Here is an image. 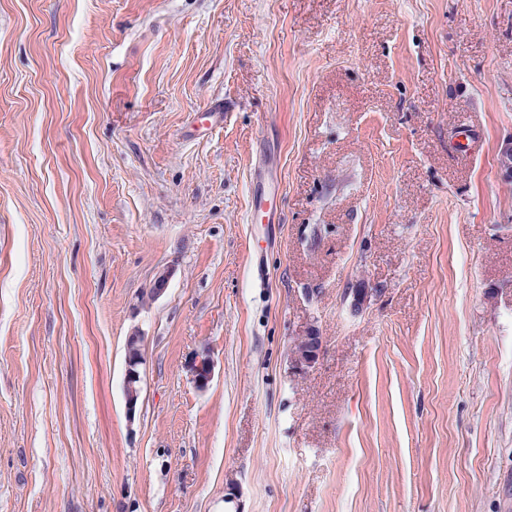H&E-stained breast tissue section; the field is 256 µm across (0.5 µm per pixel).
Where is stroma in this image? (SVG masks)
I'll use <instances>...</instances> for the list:
<instances>
[{
	"instance_id": "35a3bbf8",
	"label": "stroma",
	"mask_w": 512,
	"mask_h": 512,
	"mask_svg": "<svg viewBox=\"0 0 512 512\" xmlns=\"http://www.w3.org/2000/svg\"><path fill=\"white\" fill-rule=\"evenodd\" d=\"M511 137L512 0H0V512H512ZM295 344L300 345V348L293 356L295 367L300 371L313 368L319 361L322 353V341L316 330L312 328L307 332L306 336L296 338ZM145 336L139 331L133 332L126 341V369L124 373V398L128 417H135L136 403L141 396V384L146 356Z\"/></svg>"
}]
</instances>
